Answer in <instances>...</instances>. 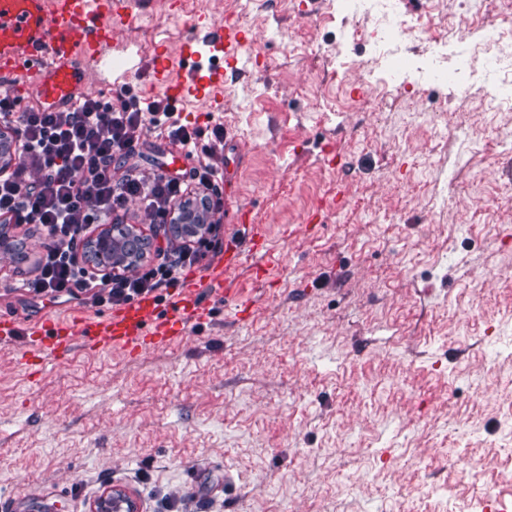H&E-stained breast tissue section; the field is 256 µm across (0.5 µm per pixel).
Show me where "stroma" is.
<instances>
[{
	"label": "stroma",
	"instance_id": "obj_1",
	"mask_svg": "<svg viewBox=\"0 0 512 512\" xmlns=\"http://www.w3.org/2000/svg\"><path fill=\"white\" fill-rule=\"evenodd\" d=\"M147 0L86 67L90 97L157 98L149 61L200 18L233 17L255 68L224 109L176 103L221 167L236 151L223 254L159 292L166 345L77 346L40 360L45 317L0 252V512L512 510V6L479 0ZM142 65L114 87L120 57ZM223 125L226 141L213 129ZM144 128L117 173L190 177ZM247 210L252 223L235 224ZM266 248L251 249L252 237ZM209 314L180 315L189 287Z\"/></svg>",
	"mask_w": 512,
	"mask_h": 512
}]
</instances>
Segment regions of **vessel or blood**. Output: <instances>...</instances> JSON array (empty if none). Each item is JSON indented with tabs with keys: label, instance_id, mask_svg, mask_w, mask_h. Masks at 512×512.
I'll use <instances>...</instances> for the list:
<instances>
[{
	"label": "vessel or blood",
	"instance_id": "1",
	"mask_svg": "<svg viewBox=\"0 0 512 512\" xmlns=\"http://www.w3.org/2000/svg\"><path fill=\"white\" fill-rule=\"evenodd\" d=\"M140 0H0V76L21 71L34 75L36 95L47 110L71 108L87 91L83 59L94 57L113 21L133 23ZM207 37L190 38L181 48L183 73H173L166 55H155L152 78L169 99L193 98L212 111L224 108V70L238 68L246 35L234 23H210ZM223 54L225 67L203 64V57ZM152 300L143 298L110 313L104 320H82L80 328L46 320L33 328L36 346L54 360L71 351L78 339L109 344L152 336L168 339L171 321L150 322Z\"/></svg>",
	"mask_w": 512,
	"mask_h": 512
}]
</instances>
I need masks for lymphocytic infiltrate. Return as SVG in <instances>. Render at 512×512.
Returning a JSON list of instances; mask_svg holds the SVG:
<instances>
[{"instance_id":"f902f5d3","label":"lymphocytic infiltrate","mask_w":512,"mask_h":512,"mask_svg":"<svg viewBox=\"0 0 512 512\" xmlns=\"http://www.w3.org/2000/svg\"><path fill=\"white\" fill-rule=\"evenodd\" d=\"M0 122L17 133L21 160L0 170V218L31 224L48 238L33 278L19 280L24 296L85 298L98 305L122 306L163 286L176 285L182 271L197 264L211 247L223 208L224 173L201 164L191 181L130 170L116 174V156L132 155L145 126H153L181 151L197 150V130L181 124L171 104L154 99L121 100L107 108L83 97L69 109L49 112L37 106L18 110L16 100L0 98ZM44 174L42 186L27 178L28 166ZM139 199L158 225L171 227L182 210L195 206L206 222L200 234L185 239L181 251L168 255L156 249L134 277L103 273L80 261L77 241L95 226L111 223L127 199Z\"/></svg>"}]
</instances>
